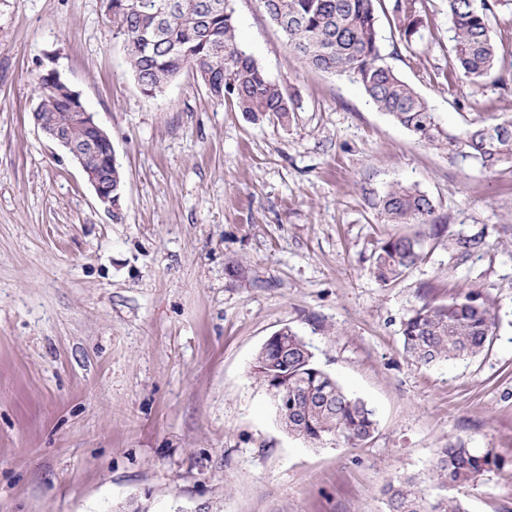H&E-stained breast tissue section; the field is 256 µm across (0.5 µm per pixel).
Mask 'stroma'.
<instances>
[{"mask_svg":"<svg viewBox=\"0 0 512 512\" xmlns=\"http://www.w3.org/2000/svg\"><path fill=\"white\" fill-rule=\"evenodd\" d=\"M379 14L386 63L456 133L512 119V2L497 8L494 72L447 81L445 0L406 45ZM237 35L298 100L288 126L249 122L195 73L144 95L102 0H0V512H387L414 476L467 512H512V169L449 161L344 76L291 51L258 0ZM57 70L109 133L119 210L34 127L38 77ZM414 184L448 236L396 283L369 273L399 233L377 206ZM479 293L495 321L478 356L419 366L401 325L422 305ZM373 410L358 447L288 435L252 375L283 327ZM493 459L471 483L428 480L441 448Z\"/></svg>","mask_w":512,"mask_h":512,"instance_id":"35a3bbf8","label":"stroma"}]
</instances>
